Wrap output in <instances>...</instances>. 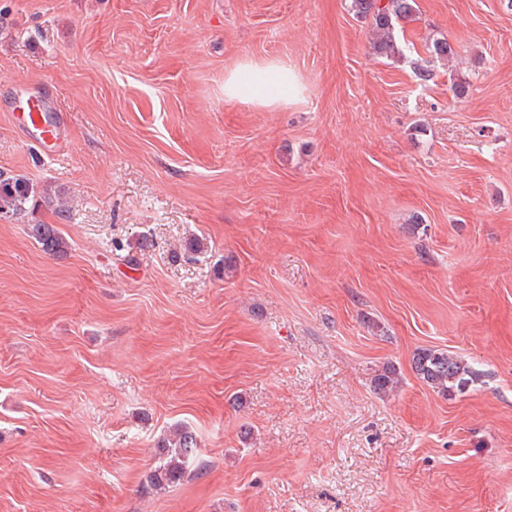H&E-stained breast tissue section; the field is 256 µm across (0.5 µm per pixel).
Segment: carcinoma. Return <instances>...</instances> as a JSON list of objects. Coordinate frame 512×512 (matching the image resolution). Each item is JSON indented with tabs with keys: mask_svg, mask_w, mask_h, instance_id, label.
<instances>
[{
	"mask_svg": "<svg viewBox=\"0 0 512 512\" xmlns=\"http://www.w3.org/2000/svg\"><path fill=\"white\" fill-rule=\"evenodd\" d=\"M416 0H351L352 10L360 17L371 19L372 49L383 56L400 54L394 30L401 20L415 12ZM35 194L34 187L20 175L0 178V217L21 219L27 213L26 203ZM30 236L48 254L66 251V240L52 224H31ZM418 377L438 393L461 389L469 382L466 364L443 350L423 349L413 358ZM400 377L393 366L386 367L374 378L373 388L380 393L398 387ZM160 453L146 475V487L163 490L180 481L187 473L193 452L198 448L196 434L186 426H175L157 442Z\"/></svg>",
	"mask_w": 512,
	"mask_h": 512,
	"instance_id": "cac0c4a2",
	"label": "carcinoma"
}]
</instances>
